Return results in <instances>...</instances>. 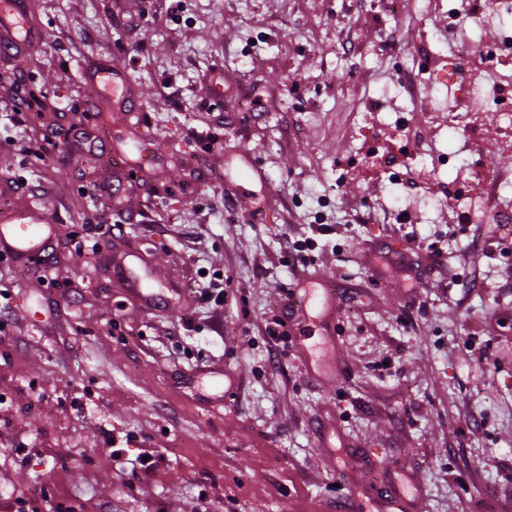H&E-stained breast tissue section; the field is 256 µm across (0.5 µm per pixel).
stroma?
<instances>
[{"instance_id": "35a3bbf8", "label": "stroma", "mask_w": 512, "mask_h": 512, "mask_svg": "<svg viewBox=\"0 0 512 512\" xmlns=\"http://www.w3.org/2000/svg\"><path fill=\"white\" fill-rule=\"evenodd\" d=\"M26 3L41 47L0 54L28 100L0 102V207L40 205L59 232L49 258L0 262V512H336L378 486L419 489L424 512H512V253L494 222L448 221L455 165L512 162L431 118L472 18L450 38L439 0ZM424 39L410 96L394 62ZM93 64L120 67L137 113L100 111ZM75 126L105 151L55 163ZM405 134L400 179L366 178L355 146ZM117 222L102 255L75 250ZM310 235L297 265L286 242ZM118 246L152 249L181 304H134ZM314 274L336 292L331 383L264 332Z\"/></svg>"}]
</instances>
